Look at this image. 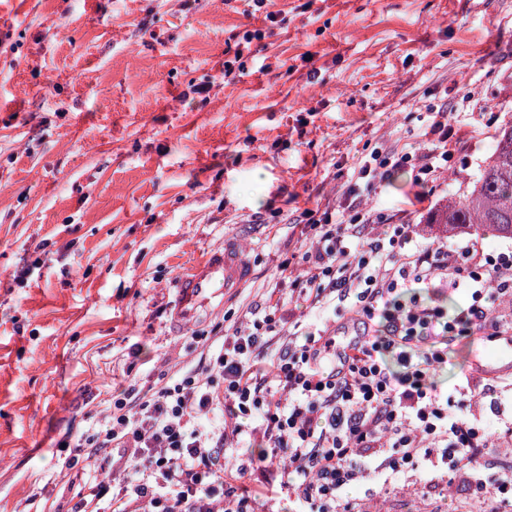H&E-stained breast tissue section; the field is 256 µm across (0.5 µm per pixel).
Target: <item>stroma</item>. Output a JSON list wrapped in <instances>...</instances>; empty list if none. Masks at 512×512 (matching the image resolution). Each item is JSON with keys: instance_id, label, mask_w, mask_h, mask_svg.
Returning a JSON list of instances; mask_svg holds the SVG:
<instances>
[{"instance_id": "1", "label": "stroma", "mask_w": 512, "mask_h": 512, "mask_svg": "<svg viewBox=\"0 0 512 512\" xmlns=\"http://www.w3.org/2000/svg\"><path fill=\"white\" fill-rule=\"evenodd\" d=\"M274 3L284 26L245 0H0V512L36 497L70 512L75 442L113 397L132 378L166 382L196 358V335L243 320L268 289L289 294L279 267L302 264L304 211L337 210L374 148L422 149L427 106L466 147L432 186L396 171L364 195L426 237L512 121V0ZM255 29L244 73L225 76ZM468 92L473 108L458 109ZM228 236L250 282L175 326L180 276ZM491 346L454 341L439 383L454 387ZM466 411L496 447L512 442V397L478 392ZM421 479L350 495L360 512H471L462 480L438 497Z\"/></svg>"}]
</instances>
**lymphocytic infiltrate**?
I'll return each instance as SVG.
<instances>
[{"label":"lymphocytic infiltrate","mask_w":512,"mask_h":512,"mask_svg":"<svg viewBox=\"0 0 512 512\" xmlns=\"http://www.w3.org/2000/svg\"><path fill=\"white\" fill-rule=\"evenodd\" d=\"M424 131L423 150H375L359 162L341 215L308 218L314 242L305 275L291 283L295 305L354 299L361 329L340 347L335 327L314 323L268 356L281 332L282 301L272 295L182 375L148 389L130 382L99 429L76 443L91 471L104 466L122 480L78 492L75 512H255L275 489L295 512H358L352 486L369 480L387 490L414 472L429 492L463 474L482 512H512V469L487 480L492 433L463 413L473 378L452 392L435 380L449 339L512 333V253L494 256L475 241L455 248L444 236L422 242L405 220L376 226L359 192L392 168L426 184L447 171L460 146L455 126L431 112ZM459 290L466 303L448 313L438 298ZM254 440L257 455L220 464L221 453ZM278 463L279 486L247 483Z\"/></svg>","instance_id":"1"}]
</instances>
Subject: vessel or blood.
I'll return each mask as SVG.
<instances>
[{
  "mask_svg": "<svg viewBox=\"0 0 512 512\" xmlns=\"http://www.w3.org/2000/svg\"><path fill=\"white\" fill-rule=\"evenodd\" d=\"M250 277L248 262L234 239H225L223 249L208 253L182 277L175 317L193 323L201 311L244 286Z\"/></svg>",
  "mask_w": 512,
  "mask_h": 512,
  "instance_id": "1",
  "label": "vessel or blood"
}]
</instances>
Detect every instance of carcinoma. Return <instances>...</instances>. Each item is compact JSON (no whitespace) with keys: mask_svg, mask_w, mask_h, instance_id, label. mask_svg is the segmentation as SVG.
Wrapping results in <instances>:
<instances>
[{"mask_svg":"<svg viewBox=\"0 0 512 512\" xmlns=\"http://www.w3.org/2000/svg\"><path fill=\"white\" fill-rule=\"evenodd\" d=\"M429 223L449 231L474 230L512 238V123L499 135L480 177L460 199L448 201Z\"/></svg>","mask_w":512,"mask_h":512,"instance_id":"cac0c4a2","label":"carcinoma"}]
</instances>
